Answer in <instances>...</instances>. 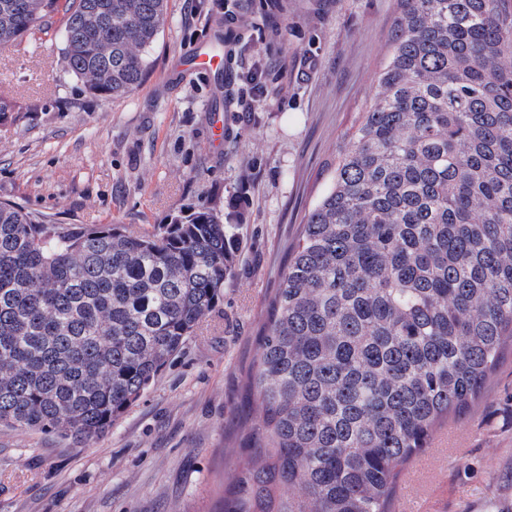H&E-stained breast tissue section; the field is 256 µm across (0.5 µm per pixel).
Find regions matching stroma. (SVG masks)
<instances>
[{
	"instance_id": "stroma-1",
	"label": "stroma",
	"mask_w": 512,
	"mask_h": 512,
	"mask_svg": "<svg viewBox=\"0 0 512 512\" xmlns=\"http://www.w3.org/2000/svg\"><path fill=\"white\" fill-rule=\"evenodd\" d=\"M394 0H168L142 85L112 100L61 60V25L0 48V201L58 224L141 232L211 203L238 239L224 298L94 443L0 425V512H213L253 336L321 172L380 87ZM232 34L230 74L187 66ZM259 71L261 99L247 74ZM222 136H215V129ZM398 494L433 512H512V355Z\"/></svg>"
}]
</instances>
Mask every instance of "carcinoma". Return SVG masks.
<instances>
[{
    "instance_id": "1",
    "label": "carcinoma",
    "mask_w": 512,
    "mask_h": 512,
    "mask_svg": "<svg viewBox=\"0 0 512 512\" xmlns=\"http://www.w3.org/2000/svg\"><path fill=\"white\" fill-rule=\"evenodd\" d=\"M0 0V47L62 18L63 60L121 98L167 0ZM95 11L96 35L81 27ZM380 94L325 169L245 374L215 512H391L437 429L512 351V0H396ZM214 206L157 224H49L0 202V424L106 434L234 271Z\"/></svg>"
}]
</instances>
